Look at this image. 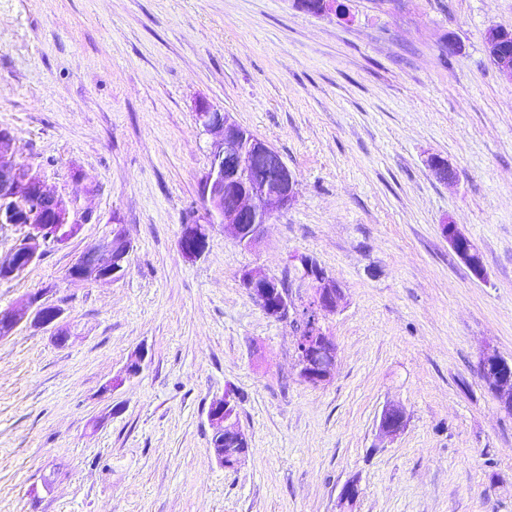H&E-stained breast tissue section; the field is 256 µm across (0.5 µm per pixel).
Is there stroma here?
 <instances>
[{"instance_id": "stroma-1", "label": "stroma", "mask_w": 512, "mask_h": 512, "mask_svg": "<svg viewBox=\"0 0 512 512\" xmlns=\"http://www.w3.org/2000/svg\"><path fill=\"white\" fill-rule=\"evenodd\" d=\"M337 3L0 0V130L91 212L0 279V311L23 315L0 338V512H512V414L477 370L483 350L512 358V80L484 41L512 29V0ZM203 103L272 146L298 196L257 246L217 226L188 261ZM117 225L125 276L69 281ZM296 251L343 291L319 386L297 376L292 324L240 282L249 269L306 299ZM34 296L63 308L68 343L25 317ZM139 352L141 372L108 390ZM229 387L249 442L233 468L207 420ZM389 403L408 414L394 438L377 427ZM441 234L448 241V245L459 256V258L469 267L472 274L477 279L486 277V270L482 258L478 251L471 247V241L457 227L456 224H442Z\"/></svg>"}]
</instances>
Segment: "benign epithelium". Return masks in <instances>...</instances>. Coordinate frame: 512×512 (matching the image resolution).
I'll return each instance as SVG.
<instances>
[{"instance_id":"obj_1","label":"benign epithelium","mask_w":512,"mask_h":512,"mask_svg":"<svg viewBox=\"0 0 512 512\" xmlns=\"http://www.w3.org/2000/svg\"><path fill=\"white\" fill-rule=\"evenodd\" d=\"M300 7L311 14L336 11V0H299ZM512 31L493 28L486 34L485 44L489 58L500 73L512 79ZM197 120L203 132L214 136L210 147V167L199 181V196L206 207L201 219L183 226L179 239L181 256L189 261L200 258L208 247L210 228L216 224L224 226L245 247H252L260 240L263 227L274 212L289 207L297 195V181L293 173L274 148L255 135L245 132L231 114L210 104L197 109ZM14 137L0 130V224H20L25 235L5 262L0 261V276L10 278L28 268L42 254V247L53 244L63 247L74 238L88 213L80 211L77 203L48 189L39 173L30 165L17 161L13 148ZM257 154L279 160L281 177L271 187L250 180V163ZM35 200L40 203L42 214L48 224L26 222L25 205ZM441 234L448 245L469 267L472 274L482 280L486 270L478 251L470 246L467 238L455 224L440 225ZM131 245L121 229L112 231L105 239L83 252L72 264L68 279L83 281H116L126 273V260ZM288 263L299 275V279L313 288V293L300 304L289 294L288 287L267 277H257L250 271L241 275V284L254 296L260 294L267 300L269 317L283 321L291 319L303 323L295 336V352L298 376L311 385L327 382L336 370L338 349L336 343L324 333L322 322L337 310L341 290L329 278L326 271L312 257L302 252H293ZM63 310L56 307L50 311H35L34 322L40 326L56 329V341L65 344L68 331L61 325ZM144 357L139 355L127 363L123 374L112 379L106 386L114 390L124 378L138 375ZM479 362L486 367L488 383L492 385L502 406L512 408V374L502 371L512 362L495 352L486 350L479 355ZM220 444L215 449L217 460L226 468L238 464L247 449L236 444L247 440L236 412V394L229 388L224 397L213 401L207 413ZM407 415L399 404L386 405L378 420V430L383 436L395 437L405 429Z\"/></svg>"}]
</instances>
